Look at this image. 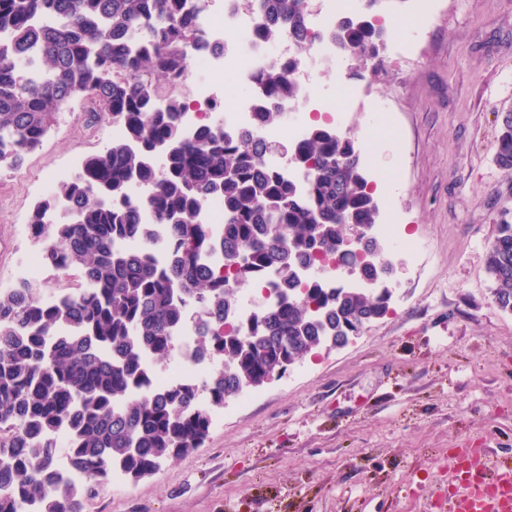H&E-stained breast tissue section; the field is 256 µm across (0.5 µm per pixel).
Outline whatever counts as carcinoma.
Masks as SVG:
<instances>
[{
  "label": "carcinoma",
  "mask_w": 512,
  "mask_h": 512,
  "mask_svg": "<svg viewBox=\"0 0 512 512\" xmlns=\"http://www.w3.org/2000/svg\"><path fill=\"white\" fill-rule=\"evenodd\" d=\"M212 0H0V165L36 150L75 95L87 122L122 128L51 196L28 225L51 273L84 287L44 298L27 283L0 291V512H76L114 471L132 480L204 442L210 411L356 326L386 314L391 293L370 235L379 213L355 142L316 125L289 151L295 179L271 168L270 143L224 131L220 121L185 132L186 104L162 89L179 82L202 43L197 16ZM309 0H246L268 43L312 45ZM336 21V53L352 75L377 73L390 34L379 11ZM299 61L260 74L259 125L283 118L301 96ZM493 161L512 175V110L500 113ZM146 188L135 203V187ZM224 205V232L198 215ZM61 212L59 220L46 216ZM150 222H142V212ZM357 224L363 244L344 246ZM139 246L128 248L125 243ZM166 254L160 262L156 253ZM224 254V273L209 260ZM333 259L355 267L370 288L300 277L298 264ZM488 273L496 306L512 313V210L496 224ZM267 284L273 299L245 333L226 329L238 294ZM197 309L198 353L217 366L198 383L152 385L148 364L176 356V331Z\"/></svg>",
  "instance_id": "obj_1"
}]
</instances>
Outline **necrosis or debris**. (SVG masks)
<instances>
[{"mask_svg":"<svg viewBox=\"0 0 512 512\" xmlns=\"http://www.w3.org/2000/svg\"><path fill=\"white\" fill-rule=\"evenodd\" d=\"M340 17L338 0H317V7L311 10L309 23L318 32L315 53L302 55L299 47L289 39H282L277 44H269L256 34L257 24L253 14L246 8L244 0H223L221 12H204L200 25L205 34L202 47L192 51L190 58L197 68L206 70V77L197 79L194 84L195 105L187 109L182 122L188 130H195L202 119L201 111L211 108L213 104L224 103L222 123L225 130L234 132L241 128L252 129L270 142L283 140L298 141L302 138L303 125L290 121L289 115L301 111L319 102L324 109H332L330 99L319 98L314 90L306 88L298 100L282 104L281 110L287 113V121L281 122L277 128H264L256 122L254 104L258 94L256 77L266 65L273 60L288 61L300 58L301 65L296 72L300 82L306 83L312 72L325 60L331 59L334 47L329 39V31ZM229 71L235 74L238 81L244 84L247 95L226 99L223 85L211 81L214 73ZM195 324L186 321L178 330V353L172 361L166 375L155 378L156 386H167L178 381L193 378L203 379L209 371V364L197 363L194 358L193 342Z\"/></svg>","mask_w":512,"mask_h":512,"instance_id":"necrosis-or-debris-1","label":"necrosis or debris"}]
</instances>
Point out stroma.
I'll return each mask as SVG.
<instances>
[{
  "label": "stroma",
  "instance_id": "stroma-1",
  "mask_svg": "<svg viewBox=\"0 0 512 512\" xmlns=\"http://www.w3.org/2000/svg\"><path fill=\"white\" fill-rule=\"evenodd\" d=\"M387 0L403 57L389 81L318 72L342 134L378 174L379 222L417 240L392 251L388 312L339 349L313 350L280 377L213 410L204 444L145 479L103 482L84 512H443L448 451L483 448L512 465V313L492 297L488 256L512 177L494 163L512 110V0H440L428 16ZM360 96H339V78ZM74 97L22 167H0V289L37 246L27 217L50 174L112 138Z\"/></svg>",
  "mask_w": 512,
  "mask_h": 512
}]
</instances>
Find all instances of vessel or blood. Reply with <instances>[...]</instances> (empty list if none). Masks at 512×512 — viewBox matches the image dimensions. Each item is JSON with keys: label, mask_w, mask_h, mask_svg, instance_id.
<instances>
[{"label": "vessel or blood", "mask_w": 512, "mask_h": 512, "mask_svg": "<svg viewBox=\"0 0 512 512\" xmlns=\"http://www.w3.org/2000/svg\"><path fill=\"white\" fill-rule=\"evenodd\" d=\"M448 512H512V468L492 469L483 450L452 448Z\"/></svg>", "instance_id": "1"}]
</instances>
